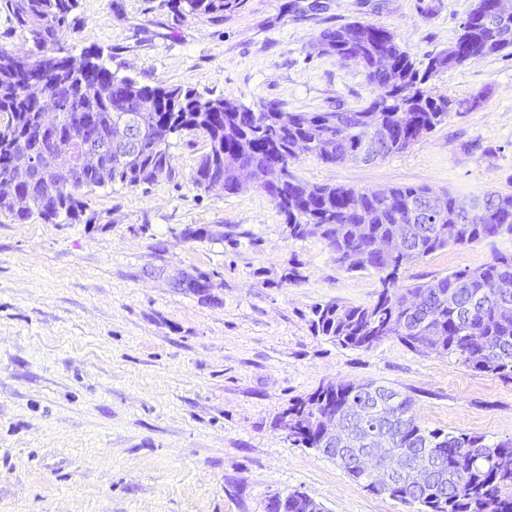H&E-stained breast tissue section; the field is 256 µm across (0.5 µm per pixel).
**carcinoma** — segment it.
<instances>
[{
	"mask_svg": "<svg viewBox=\"0 0 512 512\" xmlns=\"http://www.w3.org/2000/svg\"><path fill=\"white\" fill-rule=\"evenodd\" d=\"M177 11L199 19L219 20L238 8L241 0H171ZM77 0H5L17 27L33 38L31 69L1 63L11 51L0 47V212L25 221L37 216L46 224H75L86 213L83 190L116 182L134 188L172 176L168 154L176 134L201 133L208 151L201 157L193 183L208 188L221 178L224 192L244 189L224 154L252 171V184L274 204L288 234L302 239L315 235L351 272L374 271L381 291L368 305L336 302L312 309L311 327L342 348L369 349L395 339L418 353L454 356L481 373L512 375V253H496L474 268L429 281H417L399 291L400 272L450 246H465L512 235V192L492 191L470 198L476 216L465 220L458 197L447 192L445 208L428 222L420 209L430 195L422 186L388 189L345 184H309L287 171L273 184L266 180L274 160L283 168L299 158L301 143L326 163L341 164L361 150L368 135L385 138L365 163L383 160L419 142L451 113L478 108L482 101L452 99L428 86L439 74L461 64L454 48L418 62L385 26L353 21L320 33L316 46L322 54L362 66L369 84L381 90L366 106L352 110L292 112L281 121L275 104L261 111L234 99L204 95L192 88L143 85L120 76L94 50L65 59L61 35ZM474 57H490L512 50V21L489 16L474 35ZM57 103L56 130H42L41 95ZM117 112L138 114L153 132L140 151L121 162L106 146ZM102 145L86 152L89 137ZM38 149L27 182L16 191L11 175L25 151ZM26 198L19 211L16 195ZM404 237L397 254L381 250V243ZM336 404L343 419L336 433V449L323 448L317 415L321 406ZM374 421L390 450L405 466L428 467L423 485L375 488L355 465V457L370 447L371 435L353 424L357 412ZM293 427L295 445L322 449L336 456L347 475L366 482L367 490L387 495L418 512H512V469L497 464L512 456V439L497 443L485 437L429 429L421 424L412 399L373 380L322 385L296 399L285 410ZM272 512H318V503L294 490L271 506Z\"/></svg>",
	"mask_w": 512,
	"mask_h": 512,
	"instance_id": "cac0c4a2",
	"label": "carcinoma"
}]
</instances>
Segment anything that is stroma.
<instances>
[{
  "mask_svg": "<svg viewBox=\"0 0 512 512\" xmlns=\"http://www.w3.org/2000/svg\"><path fill=\"white\" fill-rule=\"evenodd\" d=\"M475 0H242L218 21L169 0H78L64 32L148 85L191 87L286 112L357 109L377 96L363 69L319 54L351 21L389 28L417 61L448 49ZM479 108L452 114L374 163L290 166L311 184L424 185L468 199L512 191V55L435 78ZM203 135L175 136L171 178L87 193L89 224L0 213V512H266L294 490L324 512H415L292 445L281 416L319 386L373 380L410 396L424 426L512 439V378L395 340L345 349L315 335L311 309L366 305L373 272H349L316 236L295 239L269 197L196 188ZM512 236L448 247L399 287L472 269ZM205 274L201 288L175 280Z\"/></svg>",
  "mask_w": 512,
  "mask_h": 512,
  "instance_id": "stroma-1",
  "label": "stroma"
}]
</instances>
